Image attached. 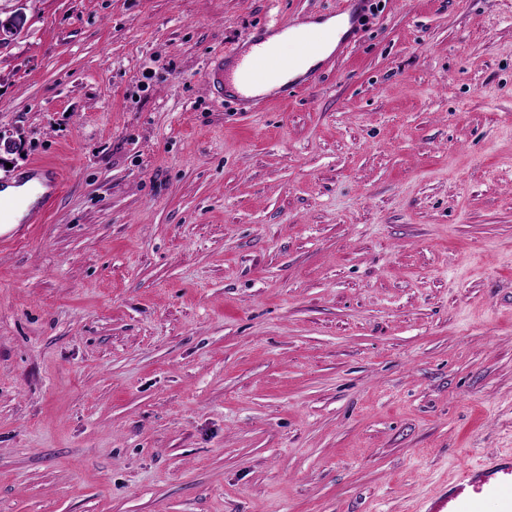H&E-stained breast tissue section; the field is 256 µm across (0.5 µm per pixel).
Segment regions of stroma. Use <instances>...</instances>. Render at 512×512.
Here are the masks:
<instances>
[{"label":"stroma","instance_id":"obj_1","mask_svg":"<svg viewBox=\"0 0 512 512\" xmlns=\"http://www.w3.org/2000/svg\"><path fill=\"white\" fill-rule=\"evenodd\" d=\"M252 111L210 60L343 0H0V512H405L512 448V0H367ZM26 16L20 11H14L7 19L0 21V46L14 40L25 28ZM42 192L43 188L36 180L29 181L21 186H6L3 191L0 192V195L13 196L20 199L21 206L15 211L9 223L3 224L2 231L6 232L11 229L14 224H17L18 220L23 217L25 211L36 203Z\"/></svg>","mask_w":512,"mask_h":512}]
</instances>
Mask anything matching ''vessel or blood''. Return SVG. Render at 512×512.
<instances>
[{"instance_id":"b4317fda","label":"vessel or blood","mask_w":512,"mask_h":512,"mask_svg":"<svg viewBox=\"0 0 512 512\" xmlns=\"http://www.w3.org/2000/svg\"><path fill=\"white\" fill-rule=\"evenodd\" d=\"M287 29L283 22L261 25L246 43L226 50L206 72L209 85L233 94L245 111L265 100L262 86L266 72L260 57L249 56L248 51ZM490 500L495 502L497 512H512V451L477 461L443 479L428 495L415 499L409 512H484Z\"/></svg>"}]
</instances>
